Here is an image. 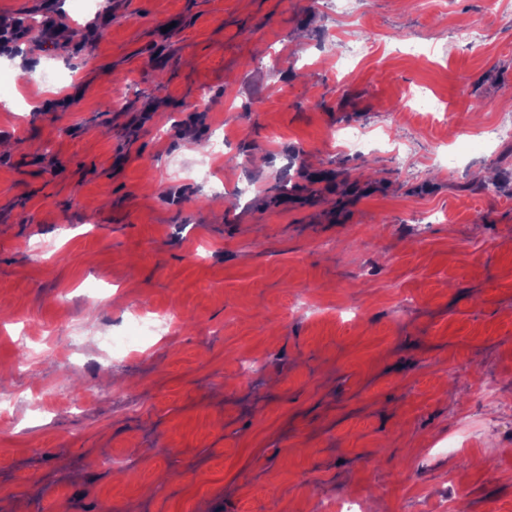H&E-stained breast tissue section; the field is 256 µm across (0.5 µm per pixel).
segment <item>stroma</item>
Here are the masks:
<instances>
[{
	"instance_id": "obj_1",
	"label": "stroma",
	"mask_w": 512,
	"mask_h": 512,
	"mask_svg": "<svg viewBox=\"0 0 512 512\" xmlns=\"http://www.w3.org/2000/svg\"><path fill=\"white\" fill-rule=\"evenodd\" d=\"M351 4L0 0V512H512V0Z\"/></svg>"
}]
</instances>
